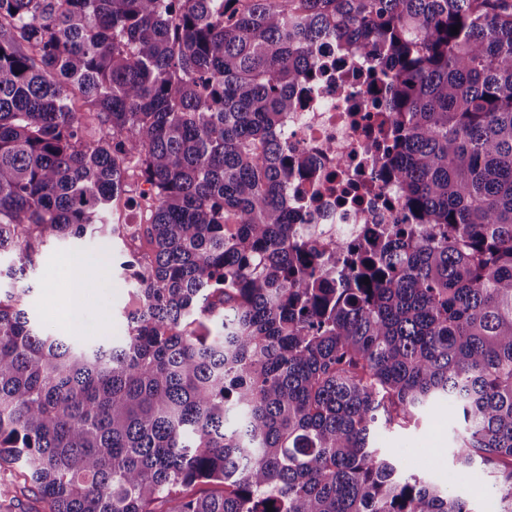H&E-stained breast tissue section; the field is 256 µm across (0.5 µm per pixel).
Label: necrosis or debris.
Masks as SVG:
<instances>
[{
	"mask_svg": "<svg viewBox=\"0 0 512 512\" xmlns=\"http://www.w3.org/2000/svg\"><path fill=\"white\" fill-rule=\"evenodd\" d=\"M313 54L322 68L318 80L296 88L297 106L284 119L289 148L306 153L310 166L290 182L285 200L304 239L331 253L362 246L371 231L404 223L405 216L398 186L375 174L381 153L373 140L387 126L372 104L370 61L341 53L329 37Z\"/></svg>",
	"mask_w": 512,
	"mask_h": 512,
	"instance_id": "4bbe7bcc",
	"label": "necrosis or debris"
}]
</instances>
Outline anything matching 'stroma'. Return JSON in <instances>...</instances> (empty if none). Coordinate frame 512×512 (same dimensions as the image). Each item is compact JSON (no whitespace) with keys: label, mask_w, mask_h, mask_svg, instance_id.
Returning a JSON list of instances; mask_svg holds the SVG:
<instances>
[{"label":"stroma","mask_w":512,"mask_h":512,"mask_svg":"<svg viewBox=\"0 0 512 512\" xmlns=\"http://www.w3.org/2000/svg\"><path fill=\"white\" fill-rule=\"evenodd\" d=\"M120 251H113L110 260L98 257L94 239L50 240L35 257V267L27 274L29 288L24 305L31 316L47 321L53 333L67 335L60 321L68 303V290L76 276H83L85 288L82 299V320L85 337L109 336L120 338L127 333L125 311L133 285L120 266ZM82 274H75V267ZM463 421L456 405L440 400L432 415L406 428H379L376 448L394 458L402 475H417L420 479L432 477L433 469L447 471L452 486L472 504L485 503L495 494V479L481 468L466 470L459 466L454 455L458 437L463 432Z\"/></svg>","instance_id":"obj_1"}]
</instances>
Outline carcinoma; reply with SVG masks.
I'll list each match as a JSON object with an SVG mask.
<instances>
[{
	"label": "carcinoma",
	"instance_id": "cac0c4a2",
	"mask_svg": "<svg viewBox=\"0 0 512 512\" xmlns=\"http://www.w3.org/2000/svg\"><path fill=\"white\" fill-rule=\"evenodd\" d=\"M327 35L373 60L415 220L338 264L283 204ZM87 235L140 242L92 346L16 287ZM2 255L0 512H475L372 447L442 398L512 512V0H0Z\"/></svg>",
	"mask_w": 512,
	"mask_h": 512
}]
</instances>
